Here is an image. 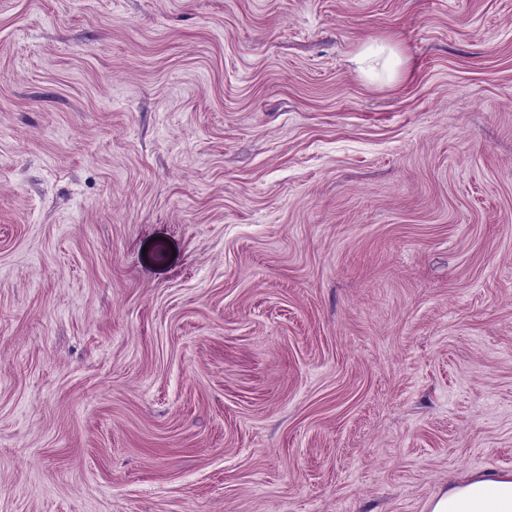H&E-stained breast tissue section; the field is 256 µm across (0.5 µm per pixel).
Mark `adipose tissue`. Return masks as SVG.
Returning <instances> with one entry per match:
<instances>
[{
	"label": "adipose tissue",
	"instance_id": "ef3b65f1",
	"mask_svg": "<svg viewBox=\"0 0 512 512\" xmlns=\"http://www.w3.org/2000/svg\"><path fill=\"white\" fill-rule=\"evenodd\" d=\"M429 512H512V474L472 476L433 499Z\"/></svg>",
	"mask_w": 512,
	"mask_h": 512
}]
</instances>
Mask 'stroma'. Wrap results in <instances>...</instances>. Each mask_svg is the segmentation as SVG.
<instances>
[{"label": "stroma", "mask_w": 512, "mask_h": 512, "mask_svg": "<svg viewBox=\"0 0 512 512\" xmlns=\"http://www.w3.org/2000/svg\"><path fill=\"white\" fill-rule=\"evenodd\" d=\"M483 473L512 0H0V512H427Z\"/></svg>", "instance_id": "stroma-1"}]
</instances>
